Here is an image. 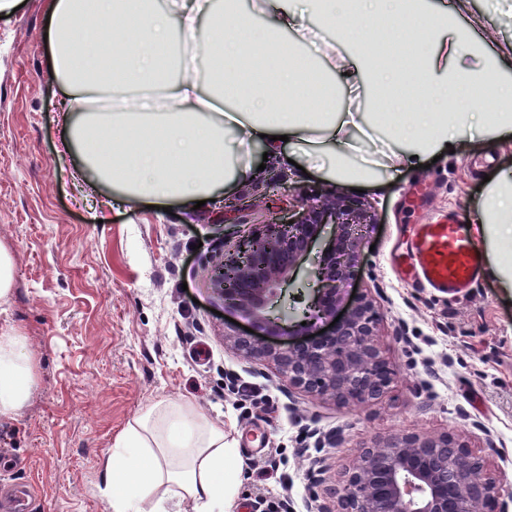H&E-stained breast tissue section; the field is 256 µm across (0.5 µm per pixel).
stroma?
Wrapping results in <instances>:
<instances>
[{"instance_id": "stroma-1", "label": "stroma", "mask_w": 512, "mask_h": 512, "mask_svg": "<svg viewBox=\"0 0 512 512\" xmlns=\"http://www.w3.org/2000/svg\"><path fill=\"white\" fill-rule=\"evenodd\" d=\"M0 17V245L15 257L11 323L27 336L35 391L0 417V494L21 487L31 512H110L102 460L128 424L162 398L193 403L223 423L242 483L227 512H272L288 501L310 512L298 451L308 430L343 429L330 452L331 484L373 441L395 432L448 433L479 460L484 480L512 493V278L482 243L485 275L451 299L399 281L390 258L407 227L440 215L471 224L489 181L512 173V138L466 130L465 149L430 167L383 175L362 198L375 214L361 254L359 288H379L381 347L393 381L379 400L344 408L289 390L273 365L243 358L225 334L245 328L219 316L202 265L239 229L287 218L288 190L329 189L323 175L255 150L260 179L230 195L238 210L103 208L109 187L79 188V155L59 158L69 89L53 68L46 0H15ZM317 263L284 284L271 318L299 315ZM269 490L255 503L250 484Z\"/></svg>"}]
</instances>
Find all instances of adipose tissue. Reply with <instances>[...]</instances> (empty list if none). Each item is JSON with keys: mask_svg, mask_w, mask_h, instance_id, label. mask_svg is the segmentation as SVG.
<instances>
[{"mask_svg": "<svg viewBox=\"0 0 512 512\" xmlns=\"http://www.w3.org/2000/svg\"><path fill=\"white\" fill-rule=\"evenodd\" d=\"M469 0L451 6L436 0H251L269 22L253 31L239 0H167L156 9L143 0H50L54 64L74 74L64 115L63 153L86 150L85 162L101 178L121 186L120 204L179 200L187 207L216 198L220 188L255 177L253 148L291 159L346 187L370 188L377 169H408L437 152L461 150L460 132L479 126L512 136V81L495 66L512 57V43L479 50L470 33L483 26L468 16ZM316 14L335 24L318 58L326 82L309 65H297L285 39L317 36L304 26ZM407 17L403 26L378 27L380 18ZM225 31L209 42L204 60L217 71L210 80L170 78L161 55L172 29L196 42L204 29ZM427 31L432 49L405 65L380 64L374 42L398 44ZM98 35L97 55L112 52L123 63L126 84L160 87L161 104L135 91L111 111L90 112L97 69L75 62L80 32ZM500 99L492 112L462 101L464 89ZM232 136L234 152L224 149ZM479 235H493L498 248L512 245V180L489 188L477 211ZM33 363L19 328L0 324V416H12L34 389ZM104 493L112 512H224L237 493L236 450L224 427L195 405L163 398L115 440L102 465Z\"/></svg>", "mask_w": 512, "mask_h": 512, "instance_id": "obj_1", "label": "adipose tissue"}]
</instances>
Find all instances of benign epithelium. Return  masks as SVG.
Returning a JSON list of instances; mask_svg holds the SVG:
<instances>
[{
  "mask_svg": "<svg viewBox=\"0 0 512 512\" xmlns=\"http://www.w3.org/2000/svg\"><path fill=\"white\" fill-rule=\"evenodd\" d=\"M288 220L242 231L233 248L210 258V292L224 307L266 336L288 340L268 343L250 333L225 336L246 359L273 362L288 386L342 407L381 398L392 370L378 345L380 319L371 290L352 293L360 276L363 230L374 223L370 206L355 196L326 191L305 196L295 191ZM319 254L312 272L316 289L307 311L283 325L268 315L280 286L302 261ZM306 325H301V322ZM301 450L313 487L328 472V449L339 447L343 432L313 429ZM480 463L465 444L438 436L393 434L364 449L335 490L337 512H488L500 496L482 481Z\"/></svg>",
  "mask_w": 512,
  "mask_h": 512,
  "instance_id": "benign-epithelium-1",
  "label": "benign epithelium"
}]
</instances>
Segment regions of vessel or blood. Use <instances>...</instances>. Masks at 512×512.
<instances>
[{
	"label": "vessel or blood",
	"mask_w": 512,
	"mask_h": 512,
	"mask_svg": "<svg viewBox=\"0 0 512 512\" xmlns=\"http://www.w3.org/2000/svg\"><path fill=\"white\" fill-rule=\"evenodd\" d=\"M397 276L451 298L477 284L482 257L466 225L455 221L415 225L408 246L394 259Z\"/></svg>",
	"instance_id": "1"
}]
</instances>
